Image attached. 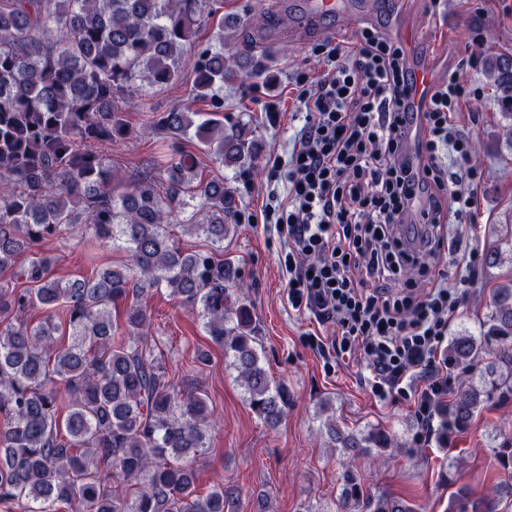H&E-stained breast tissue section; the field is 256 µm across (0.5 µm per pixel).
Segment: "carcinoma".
<instances>
[{"instance_id":"1","label":"carcinoma","mask_w":512,"mask_h":512,"mask_svg":"<svg viewBox=\"0 0 512 512\" xmlns=\"http://www.w3.org/2000/svg\"><path fill=\"white\" fill-rule=\"evenodd\" d=\"M215 4L0 0V502L24 512H240L239 496L222 484L197 494L193 462L211 409L201 392L176 388L148 342L141 298L154 287L195 308L260 419L274 425L288 406L287 389L261 364L237 269L216 256L239 228L238 203L224 177L205 176L203 160L221 169L252 161L247 124L224 126V84L260 71L261 61L224 54ZM214 17L215 43L200 36ZM185 54L193 59L186 76ZM488 66L512 116V59ZM178 82L189 86L190 105L160 113L150 128L165 149L136 178L118 180L97 147L130 133L121 103L142 83ZM194 200V222L182 228L204 236L207 249H184L169 231ZM75 230L123 251L124 264L54 276L57 257L36 246ZM120 301L118 336L112 306ZM492 305L488 335L502 342L506 372L488 390L461 383L442 429L467 425L494 392L512 393V283L496 288ZM36 307L45 316L32 323ZM480 354L473 336L448 346V362L466 372ZM324 427L352 458L394 445L380 429L358 437L333 419ZM340 512L414 508L366 495L348 470Z\"/></svg>"}]
</instances>
